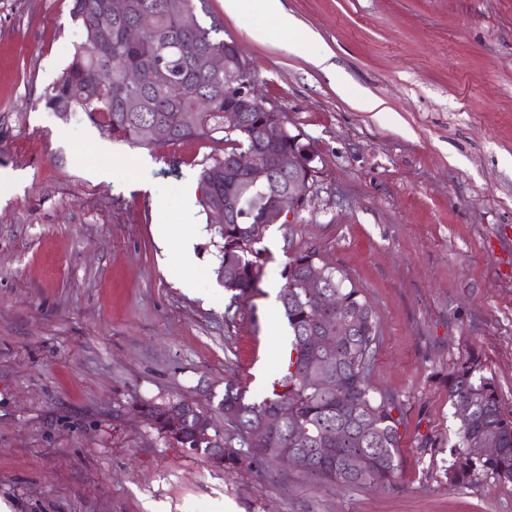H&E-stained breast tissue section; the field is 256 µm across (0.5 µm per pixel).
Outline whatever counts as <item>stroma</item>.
Returning a JSON list of instances; mask_svg holds the SVG:
<instances>
[{"mask_svg":"<svg viewBox=\"0 0 512 512\" xmlns=\"http://www.w3.org/2000/svg\"><path fill=\"white\" fill-rule=\"evenodd\" d=\"M327 73L250 6L209 0L255 92L315 153L311 199L269 225L256 289L218 282L212 233L183 268L159 224H202L220 141L153 150L46 103L80 32L72 0H0V500L11 512H512V483L449 485L445 378L469 348L512 416V0H282ZM263 27L265 41L248 33ZM385 112L367 109L365 96ZM114 178L98 179L99 166ZM316 249L377 314L371 383L403 418L383 489L276 463L225 472L133 412L197 405L224 428L226 384L261 400L292 336L272 284ZM190 279L191 289L180 288Z\"/></svg>","mask_w":512,"mask_h":512,"instance_id":"35a3bbf8","label":"stroma"}]
</instances>
